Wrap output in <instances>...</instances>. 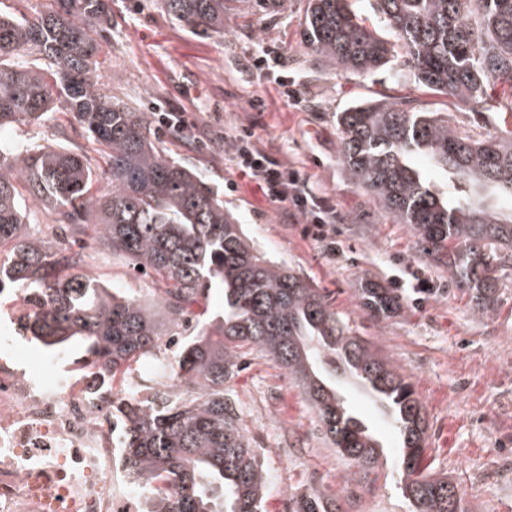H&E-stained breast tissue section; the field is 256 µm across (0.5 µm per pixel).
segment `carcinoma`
Returning <instances> with one entry per match:
<instances>
[{
	"instance_id": "carcinoma-1",
	"label": "carcinoma",
	"mask_w": 512,
	"mask_h": 512,
	"mask_svg": "<svg viewBox=\"0 0 512 512\" xmlns=\"http://www.w3.org/2000/svg\"><path fill=\"white\" fill-rule=\"evenodd\" d=\"M226 0H163L193 34L224 35ZM389 42L347 8V0H307L303 32L320 60L370 73L400 61L419 87L481 112L488 91L512 90V0H376ZM109 0H52L33 17L0 12V127L41 126L64 105L68 125L101 151L97 172L70 148L0 141V290L22 288L31 313L25 330L46 347L74 342L83 367L117 378L153 355L163 332L188 339L163 365L152 401L127 393L120 414L124 463L149 512H263L267 476L224 391L239 371L238 350L257 348L298 382L325 435L361 468H374L383 442L343 398L361 388L398 431L396 463L415 512H468L456 486L422 467L424 408L411 382L332 311L311 282L267 259L224 212V192L206 175L167 155L147 113L105 94L101 33ZM339 154L350 180L400 224L456 285L479 300L512 262V214L475 197L512 200V133L475 139L412 101L378 100L338 113ZM446 179L443 190L416 160ZM56 215L53 237L30 231L23 195ZM154 279L150 300L116 292L78 269L81 235ZM224 289V316L192 319L211 289ZM365 306L393 300L363 290ZM181 388L191 398H170ZM290 512H342L320 490L290 497Z\"/></svg>"
}]
</instances>
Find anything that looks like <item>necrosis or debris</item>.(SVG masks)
Wrapping results in <instances>:
<instances>
[{
  "label": "necrosis or debris",
  "mask_w": 512,
  "mask_h": 512,
  "mask_svg": "<svg viewBox=\"0 0 512 512\" xmlns=\"http://www.w3.org/2000/svg\"><path fill=\"white\" fill-rule=\"evenodd\" d=\"M116 432L111 383L0 336V512H145Z\"/></svg>",
  "instance_id": "4bbe7bcc"
}]
</instances>
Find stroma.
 Instances as JSON below:
<instances>
[{
  "label": "stroma",
  "instance_id": "stroma-1",
  "mask_svg": "<svg viewBox=\"0 0 512 512\" xmlns=\"http://www.w3.org/2000/svg\"><path fill=\"white\" fill-rule=\"evenodd\" d=\"M306 0L268 13L245 0L224 6L223 36H196L167 15L161 0H112V29L99 56L104 91L120 105L177 112L183 127L160 132L169 154L199 169L224 191V208L258 250L320 288L327 304L402 376L411 381L427 420L425 463L447 476L471 512H512V268L501 273L488 311L423 252L409 225L353 185L339 156L336 115L363 99L409 98L447 113L477 138L498 134L512 98L495 90L492 111L425 93L399 67L354 73L318 60L303 38ZM276 67H256L263 49ZM297 98L285 96V89ZM260 108H253V101ZM249 129L255 145L300 172L336 209V250L303 234L304 221L269 200L235 164L234 138ZM0 139L38 146L82 147L57 122L0 129ZM85 270L108 287L151 298V278L99 247ZM394 296L387 314L364 305V287ZM229 384L242 427L267 472L266 512H288L308 487L330 491L343 512H412L401 491L391 423L359 389L347 397L387 444L386 458L365 471L342 456L287 371L242 350Z\"/></svg>",
  "mask_w": 512,
  "mask_h": 512
}]
</instances>
